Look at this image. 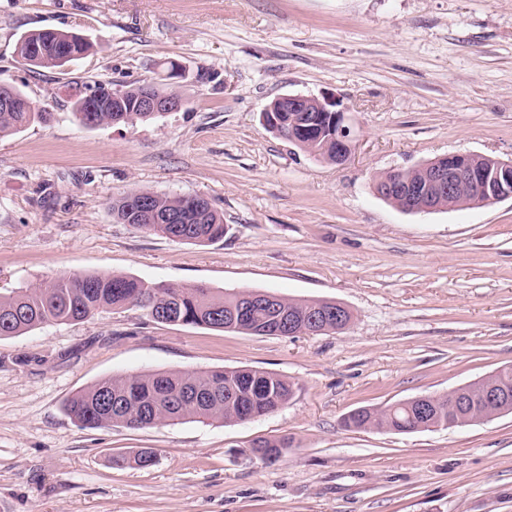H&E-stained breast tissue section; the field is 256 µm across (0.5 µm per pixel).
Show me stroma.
Instances as JSON below:
<instances>
[{
  "label": "stroma",
  "mask_w": 512,
  "mask_h": 512,
  "mask_svg": "<svg viewBox=\"0 0 512 512\" xmlns=\"http://www.w3.org/2000/svg\"><path fill=\"white\" fill-rule=\"evenodd\" d=\"M91 51L32 69L16 45ZM185 76L180 111L90 128L71 90ZM48 122L0 137V293L109 272L347 306L346 330L245 335L103 312L0 339V512H512V413L464 428L353 431L361 406L442 394L512 365V200L429 213L377 173L468 152L512 159V0H0V83ZM335 94L357 141L320 162L268 132L284 94ZM141 189L203 196L223 239L117 220ZM250 367L294 382L250 422L83 428L65 404L113 376ZM288 436L267 464L259 438ZM148 450L144 468L114 458ZM68 31L38 30L19 39L17 54L31 68H62L81 58L91 48V43L79 34ZM70 58L62 63L63 58Z\"/></svg>",
  "instance_id": "35a3bbf8"
}]
</instances>
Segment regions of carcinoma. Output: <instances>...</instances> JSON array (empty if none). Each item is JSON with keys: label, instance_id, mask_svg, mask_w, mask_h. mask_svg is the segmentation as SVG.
I'll return each mask as SVG.
<instances>
[{"label": "carcinoma", "instance_id": "obj_1", "mask_svg": "<svg viewBox=\"0 0 512 512\" xmlns=\"http://www.w3.org/2000/svg\"><path fill=\"white\" fill-rule=\"evenodd\" d=\"M91 43L79 34L59 30L32 31L19 39L17 54L28 65L37 68H62V59L74 61L85 55ZM124 112H96L89 122L87 102L78 98L73 109L85 125L94 127L116 123L135 124L153 118L149 112L138 111L141 87L125 86ZM48 112H33L23 96L11 101L8 108L0 104V136L16 133L35 123L45 122ZM301 150L319 158H333L335 145L324 148V140H304ZM145 200L163 216L182 218L179 224L144 220L138 228L172 240L204 243L224 237V218L203 198L169 196L139 190L112 199L113 215L130 222L129 200ZM475 194L469 189L443 198L442 208L455 209L474 204ZM247 305L248 319L234 331L261 336H275L276 310H281L301 323L309 312L328 307L325 299L280 298L278 307L256 297V291L214 292L202 285L148 283L133 276L100 272L87 275L60 274L51 280L8 295H0V338L19 336L46 324H69L116 308L136 307L148 320L170 325L205 326L224 329V312ZM294 383L272 372L246 367L198 371H162L144 374L117 375L104 378L73 395L66 403L67 414L85 427L146 428L186 419L244 423L282 409L293 397ZM480 388L471 390V406L452 413L453 398L448 394L435 396L431 410L432 427L455 420L473 418L481 412ZM418 417L407 402L400 401L384 408H367L356 416L349 414L343 425L354 430H378L395 434L416 432Z\"/></svg>", "mask_w": 512, "mask_h": 512}]
</instances>
